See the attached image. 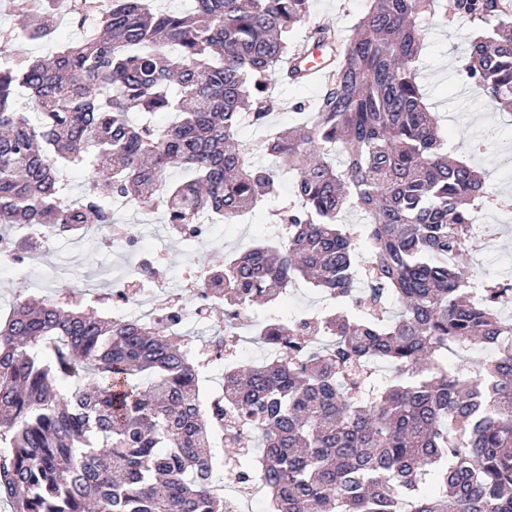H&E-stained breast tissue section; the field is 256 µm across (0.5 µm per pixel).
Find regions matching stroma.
I'll use <instances>...</instances> for the list:
<instances>
[{
    "mask_svg": "<svg viewBox=\"0 0 512 512\" xmlns=\"http://www.w3.org/2000/svg\"><path fill=\"white\" fill-rule=\"evenodd\" d=\"M368 0H309V21L294 31L295 44H302L311 24L328 23L341 35H349L352 25L365 12ZM478 24L469 19L437 14L425 30V49L419 60V82L441 117L440 127L457 155L471 157L473 164L488 176L494 197L477 214L478 223L498 227L495 239H475L472 261L480 274L512 281V162H506L501 147L512 144V114L490 105L471 85L462 62L470 42L481 35ZM322 87L316 83H278L270 107L267 128L243 126L240 138L258 143L267 130L288 126L298 110L313 111ZM495 130L500 145L486 153L473 151L472 142ZM294 199L292 180L282 177L268 202L248 213L243 222L228 224L220 241L209 244L170 242L156 236L154 228L144 231L147 245L158 249L172 276L202 263L218 264L225 254L243 251L248 246L275 237L278 233L274 212ZM48 261L53 266L48 279L32 281L34 292L51 296L59 290H80L89 283L100 290L110 289L112 275L126 267L124 253L92 243L71 239L57 240Z\"/></svg>",
    "mask_w": 512,
    "mask_h": 512,
    "instance_id": "35a3bbf8",
    "label": "stroma"
}]
</instances>
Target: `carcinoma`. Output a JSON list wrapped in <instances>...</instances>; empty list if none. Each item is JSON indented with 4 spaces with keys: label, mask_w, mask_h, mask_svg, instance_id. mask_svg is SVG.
I'll list each match as a JSON object with an SVG mask.
<instances>
[{
    "label": "carcinoma",
    "mask_w": 512,
    "mask_h": 512,
    "mask_svg": "<svg viewBox=\"0 0 512 512\" xmlns=\"http://www.w3.org/2000/svg\"><path fill=\"white\" fill-rule=\"evenodd\" d=\"M335 47L325 92L255 148L308 0H11L35 43L82 32L49 56L0 31V235L40 224L77 235L109 203L162 207L186 230L233 224L295 176L275 211L286 239L207 264L224 285V333L305 282L336 305L283 324L278 356L224 371L201 400L195 340L104 319L82 294H18L0 321V497L13 512H227L218 471L259 476L268 512H512V283L470 253L485 178L448 139L416 63L439 0H368ZM490 27L463 70L512 112V0H449ZM172 124L155 125L157 113ZM278 168H257L254 149ZM86 172L76 208L65 178ZM178 169L182 177L170 172ZM351 210L366 223L340 224ZM494 350L472 374L475 345ZM260 453L243 464L244 440ZM437 491H423L426 476Z\"/></svg>",
    "instance_id": "1"
}]
</instances>
